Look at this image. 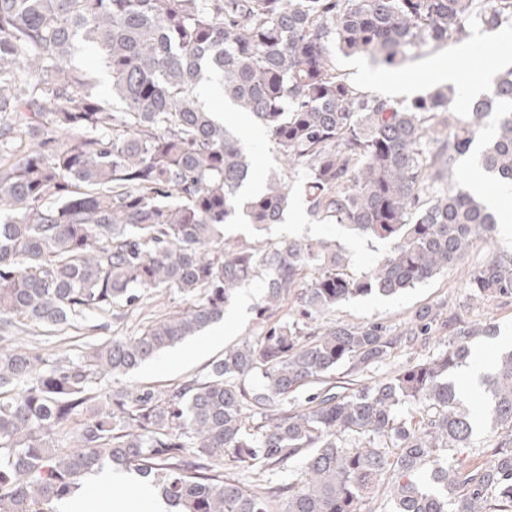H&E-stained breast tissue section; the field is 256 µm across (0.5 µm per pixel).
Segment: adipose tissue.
<instances>
[{
	"mask_svg": "<svg viewBox=\"0 0 512 512\" xmlns=\"http://www.w3.org/2000/svg\"><path fill=\"white\" fill-rule=\"evenodd\" d=\"M126 473L105 467L84 478L80 491L68 498L60 512H166L157 492L150 485H142L140 496L133 504H126L106 496V489L127 481Z\"/></svg>",
	"mask_w": 512,
	"mask_h": 512,
	"instance_id": "1",
	"label": "adipose tissue"
}]
</instances>
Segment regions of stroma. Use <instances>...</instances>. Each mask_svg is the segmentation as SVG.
<instances>
[{"label":"stroma","mask_w":512,"mask_h":512,"mask_svg":"<svg viewBox=\"0 0 512 512\" xmlns=\"http://www.w3.org/2000/svg\"><path fill=\"white\" fill-rule=\"evenodd\" d=\"M503 34L512 36V25H503L496 37L476 27L471 29L469 37L464 41H451L439 48L427 47L418 50L416 57L411 58L401 68L402 73L416 78L415 84L409 87H391L367 82L365 74L372 69L373 64L363 54H337L336 67L350 83L364 92L395 101H408L425 95L435 86L433 73L438 65L465 58L469 63H477L491 70L512 66V58L500 52L499 37ZM232 129L242 143L256 155V181H263L272 174L284 179L292 197L288 212L300 215L302 221L295 226L288 225L284 220L261 227L242 223L237 229L225 230L224 236L229 243L257 245L275 243L287 237L325 238L339 244L346 252L349 258L348 270L355 275L368 271L377 259L389 252V242L345 230L340 225L328 224L312 216L304 200L305 171L289 168L274 141L255 121L245 119L233 124ZM492 251L512 254V239H503L496 233L490 240L475 241L461 264L449 270L448 274L432 278L396 297L369 295L350 300L326 314L325 319L331 323L350 325L378 322L391 330L399 331L420 307L442 303L449 312L463 314L468 320L484 325L494 324L499 334L512 335V297H492L484 300H472L468 297L467 281L470 274ZM263 295L264 288L260 278L256 277L245 283L240 288L238 297L245 300L246 305L239 319L225 332L222 344L210 347L197 356L187 354L186 344H178L126 376L125 384L164 389L188 378L203 375L207 365L223 355L225 348L240 343L244 338L260 335L263 322L257 314V308L263 302ZM183 307L184 302L178 293L155 291L144 298L135 309H116L113 315L106 318L105 325L101 328L91 319L60 332H51L41 325L28 322L21 325L19 333L26 340L41 345L47 352L58 354L66 350L75 351L86 344L113 336L134 335L145 322L168 316Z\"/></svg>","instance_id":"1"}]
</instances>
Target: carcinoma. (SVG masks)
Here are the masks:
<instances>
[{
	"instance_id": "cac0c4a2",
	"label": "carcinoma",
	"mask_w": 512,
	"mask_h": 512,
	"mask_svg": "<svg viewBox=\"0 0 512 512\" xmlns=\"http://www.w3.org/2000/svg\"><path fill=\"white\" fill-rule=\"evenodd\" d=\"M506 22L512 0H0V322L63 327L160 288L185 302L73 355L0 349V512H58L107 463L149 481L169 512H363L376 495L377 512H512V350L482 379L498 429L488 467L463 458L474 412L455 384L470 341L494 329L431 306L397 336L381 323L317 324L346 300L447 273L490 236L494 214L454 164L492 114L478 162L494 188L512 185V68L491 73L457 116L453 89L405 104L360 91L334 51L397 68L416 48ZM79 39L107 69L112 100L69 64ZM206 74L306 170L311 214L390 252L354 277L327 240L228 245L238 212L276 224L291 195L274 180L241 200L253 159L200 102ZM259 275V317L291 299L286 318L201 377L121 384L221 320ZM468 288L512 296V256L489 253ZM448 329L437 354L365 382L402 339ZM342 365L344 387L329 381ZM105 380L114 387L101 392ZM316 384L304 404L290 401ZM299 456L293 481L265 478ZM226 459L240 477H224Z\"/></svg>"
}]
</instances>
